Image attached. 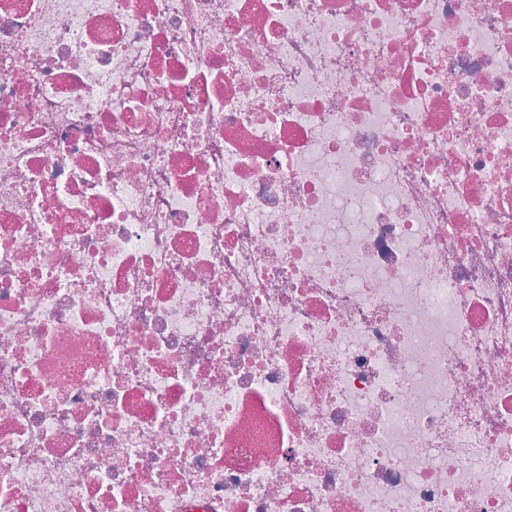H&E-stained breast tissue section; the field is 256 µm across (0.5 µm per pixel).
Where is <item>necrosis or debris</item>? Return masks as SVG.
Returning <instances> with one entry per match:
<instances>
[{
  "label": "necrosis or debris",
  "instance_id": "necrosis-or-debris-1",
  "mask_svg": "<svg viewBox=\"0 0 512 512\" xmlns=\"http://www.w3.org/2000/svg\"><path fill=\"white\" fill-rule=\"evenodd\" d=\"M0 512H512V0H0Z\"/></svg>",
  "mask_w": 512,
  "mask_h": 512
}]
</instances>
